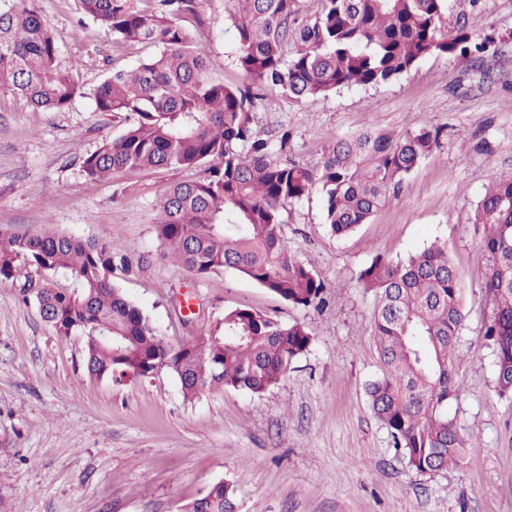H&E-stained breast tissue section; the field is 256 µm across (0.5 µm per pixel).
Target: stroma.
<instances>
[{
	"instance_id": "1",
	"label": "stroma",
	"mask_w": 512,
	"mask_h": 512,
	"mask_svg": "<svg viewBox=\"0 0 512 512\" xmlns=\"http://www.w3.org/2000/svg\"><path fill=\"white\" fill-rule=\"evenodd\" d=\"M36 5L59 62L79 61L81 93L66 111L37 116L22 98L0 94V234L50 227L122 245L131 265L113 283L167 343L245 307L304 324L312 344L266 392L227 388L188 401L166 370L89 378L83 336L59 338L20 300L18 283H0V512H184L218 483L230 485L236 512H512V399L495 391L485 256L473 226L492 178L512 172V0H447L445 26L468 28L484 42L482 56H428L389 83L298 104L275 90L256 100L254 137L290 135L287 153L272 151L269 161L290 158L314 172L330 140L365 128L440 133L439 147L349 235L331 234L319 194L287 206L281 235L323 282L320 312L236 272L199 278L161 258L156 204L196 171L85 179L82 157L126 127L123 116L95 111L94 89L152 49L117 45L78 0ZM198 11L189 29L207 48L212 77L247 83L224 0H200ZM434 242L462 276L448 415L477 446L460 466L429 475L409 467L370 408L366 387L379 373L373 298L357 277L376 255L402 260ZM143 254L148 263H139Z\"/></svg>"
}]
</instances>
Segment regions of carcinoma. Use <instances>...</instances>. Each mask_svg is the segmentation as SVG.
I'll return each mask as SVG.
<instances>
[{"label":"carcinoma","instance_id":"cac0c4a2","mask_svg":"<svg viewBox=\"0 0 512 512\" xmlns=\"http://www.w3.org/2000/svg\"><path fill=\"white\" fill-rule=\"evenodd\" d=\"M80 0L85 14L116 42L156 48L136 65L114 70L93 93L95 111L123 114L128 125L81 160L90 181L133 169H198L191 181L161 194L154 230L161 256L198 277L235 271L296 307L324 303L323 284L280 234L286 206L317 190L324 221L341 237L366 223L413 169L432 154L437 133L401 136L366 129L331 143L314 174L273 164L285 148L252 137L253 89L288 99L327 95L354 85L378 86L408 73L430 55L481 50L472 35L448 31L446 0H224L236 66L251 79L240 87L215 80L204 45L181 21L199 19L197 0ZM51 26L34 0H0V91L30 110L63 112L81 88L73 68L57 62ZM485 256L481 284L490 302L496 391L512 399V173L492 179L474 214ZM124 247L45 231L0 236V282L24 279L22 300L64 339L85 337L84 366L102 379L119 370L134 378L172 371L191 401L206 390L254 394L279 384L309 350L312 335L247 308L224 311L208 331L177 345L161 340L142 310L112 282ZM375 298L380 375L368 385L374 415L411 468L433 473L459 465L472 438L444 412L456 397V345L464 316L461 275L447 249L434 244L405 260L375 256L359 275ZM186 512H235L228 485L216 484Z\"/></svg>","mask_w":512,"mask_h":512}]
</instances>
